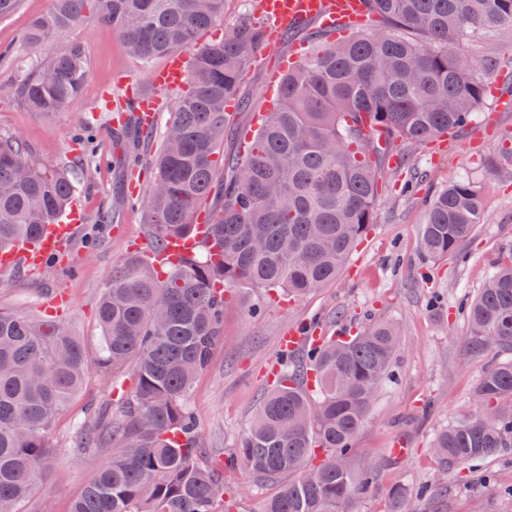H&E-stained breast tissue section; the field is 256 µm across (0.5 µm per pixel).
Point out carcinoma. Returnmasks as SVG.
Segmentation results:
<instances>
[{
	"instance_id": "1",
	"label": "carcinoma",
	"mask_w": 512,
	"mask_h": 512,
	"mask_svg": "<svg viewBox=\"0 0 512 512\" xmlns=\"http://www.w3.org/2000/svg\"><path fill=\"white\" fill-rule=\"evenodd\" d=\"M376 24L341 41H314L288 68L280 93L245 153L216 179V154L231 134L229 99L247 106L242 74L266 46L250 14L205 45L195 42L224 13V0H55L23 40L36 43L95 12L145 64L190 55L189 89L171 110L152 186L140 202L154 254L168 239L197 234L195 216L215 199L207 237L189 257L158 271L129 253L112 269L98 308L101 365L135 363L136 387L94 440L112 457L91 475L70 512H218L224 468L244 463L260 485L295 478L263 512H348L374 481L353 443L378 387L392 379L396 324L379 318L309 361L284 359L279 384L259 402L225 466H204L187 393L222 334L224 288L248 286L303 297L336 280L375 223L392 155L412 152L478 118L488 97L476 64L457 45L512 31V0H371ZM87 86L76 46L25 74L14 88L42 118ZM69 172L32 158L19 138L0 136V247L34 239L71 199ZM483 222L482 188L460 179L429 202L425 257L460 254ZM470 341L491 362L474 393L476 410L436 434L442 464L512 454V249L464 305ZM91 365L79 338L58 322L0 307V512H21L55 450L51 428Z\"/></svg>"
}]
</instances>
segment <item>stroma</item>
<instances>
[{
	"mask_svg": "<svg viewBox=\"0 0 512 512\" xmlns=\"http://www.w3.org/2000/svg\"><path fill=\"white\" fill-rule=\"evenodd\" d=\"M52 8L53 0H19L11 15L0 18V47L17 50L0 60V134L18 137L40 162L71 172L83 222L62 267L37 272L0 267V305L42 317L55 293L67 294L71 306L58 318L82 341L91 371L55 421L56 451L22 512H69L90 476V461L102 463L112 456L105 444L90 456L78 450L85 421L110 414L116 398L134 390L130 372L115 375L100 365L97 308L113 263L148 246L141 208L127 188L135 186L143 194L151 186L150 152L159 148L168 114L181 95L177 89H157L149 79L152 70L166 65V58L144 67L126 54L119 34L94 13L61 35L34 46L22 44V34ZM316 33L312 26L301 29L256 54L242 79L249 106L234 114L238 129H253L255 115L267 108L270 61H283L295 42ZM71 45L84 55L88 90L70 99L53 120H43L11 88L21 75ZM460 48L475 60H496V68L484 74L486 82L503 83L512 75V35L489 33L462 42ZM130 88L159 100L145 151L134 149L131 138H116L111 126L109 107ZM495 115L492 128L477 123L456 139L415 151L411 165L421 178L416 191L401 194L398 179H391L379 196L372 230L326 287L293 300L254 288H228L223 333L188 396L204 464H217L237 448L270 387L268 369L278 359L288 329L314 318L322 334L330 336L342 324L359 330L385 318L399 325L401 344L394 377L378 390L354 442L357 453L375 464L377 477L356 497L351 512H390V491L398 484L407 492L406 512H431L434 506L420 490L442 472L448 494L436 506L441 512H512V458L494 457L477 467L444 472L429 451L436 433L473 410L475 388L490 362L471 351L461 304L478 293L498 258L512 248V177L491 162L501 136H512V112ZM463 177L482 187L484 221L462 256L426 261L420 245L425 202ZM399 441L409 449L406 457L392 453ZM224 484L235 495L237 512H261L277 489L273 483L255 486L241 465L225 469Z\"/></svg>",
	"mask_w": 512,
	"mask_h": 512,
	"instance_id": "stroma-1",
	"label": "stroma"
}]
</instances>
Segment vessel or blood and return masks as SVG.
Returning <instances> with one entry per match:
<instances>
[{"label": "vessel or blood", "instance_id": "1", "mask_svg": "<svg viewBox=\"0 0 512 512\" xmlns=\"http://www.w3.org/2000/svg\"><path fill=\"white\" fill-rule=\"evenodd\" d=\"M260 8L267 20V40L271 43L278 42L282 34L307 20L318 22L325 31L335 35L361 26L370 18L363 0H260ZM186 66V57H172L166 67L152 73L151 80L162 88L181 86ZM80 221V213L71 211L62 222L48 225L36 241L21 240L13 248L1 250L0 265L44 268L66 251Z\"/></svg>", "mask_w": 512, "mask_h": 512}]
</instances>
